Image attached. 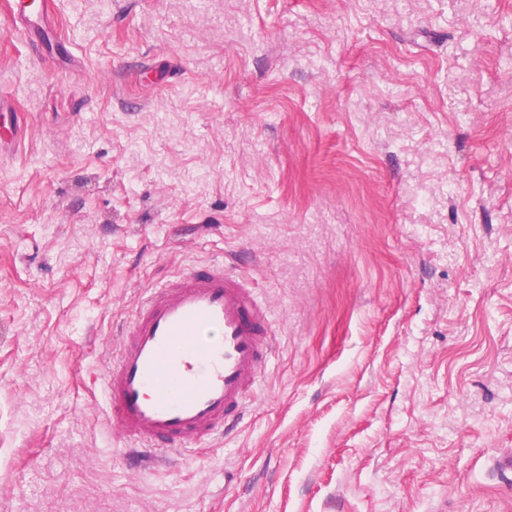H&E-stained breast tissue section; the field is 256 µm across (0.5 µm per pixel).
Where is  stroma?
Segmentation results:
<instances>
[{"mask_svg":"<svg viewBox=\"0 0 512 512\" xmlns=\"http://www.w3.org/2000/svg\"><path fill=\"white\" fill-rule=\"evenodd\" d=\"M222 261L227 436L135 464L115 331ZM512 0H0V512H512ZM32 6L28 0H9L8 12L15 31L25 33L32 39H39L43 32V24L54 10L52 0H40Z\"/></svg>","mask_w":512,"mask_h":512,"instance_id":"stroma-1","label":"stroma"}]
</instances>
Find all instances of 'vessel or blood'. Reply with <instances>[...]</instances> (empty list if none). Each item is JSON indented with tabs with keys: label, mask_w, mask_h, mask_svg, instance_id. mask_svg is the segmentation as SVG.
<instances>
[{
	"label": "vessel or blood",
	"mask_w": 512,
	"mask_h": 512,
	"mask_svg": "<svg viewBox=\"0 0 512 512\" xmlns=\"http://www.w3.org/2000/svg\"><path fill=\"white\" fill-rule=\"evenodd\" d=\"M53 0H9L15 31L40 38ZM270 312L223 262L150 290L106 383L109 423L141 447L188 449L239 418L267 356Z\"/></svg>",
	"instance_id": "b4317fda"
}]
</instances>
